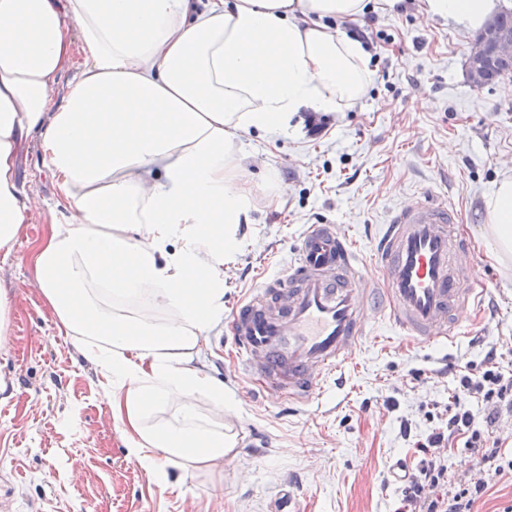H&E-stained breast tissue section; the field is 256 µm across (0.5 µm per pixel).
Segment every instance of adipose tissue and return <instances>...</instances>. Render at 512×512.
<instances>
[{
	"instance_id": "obj_1",
	"label": "adipose tissue",
	"mask_w": 512,
	"mask_h": 512,
	"mask_svg": "<svg viewBox=\"0 0 512 512\" xmlns=\"http://www.w3.org/2000/svg\"><path fill=\"white\" fill-rule=\"evenodd\" d=\"M496 8L427 0L473 31ZM366 10L367 0H0V254L29 220L18 162L40 145L68 216L23 261L160 480L171 464L221 463L237 444L213 421L229 406L223 385L193 363L224 312V264L249 211L234 138L355 105L374 73L361 43L328 22ZM76 39L85 65L57 104ZM484 224L494 251L512 254V176L486 196ZM144 298L150 308L130 310ZM159 406L179 418L153 421Z\"/></svg>"
}]
</instances>
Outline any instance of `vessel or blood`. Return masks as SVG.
<instances>
[{
  "label": "vessel or blood",
  "instance_id": "obj_1",
  "mask_svg": "<svg viewBox=\"0 0 512 512\" xmlns=\"http://www.w3.org/2000/svg\"><path fill=\"white\" fill-rule=\"evenodd\" d=\"M456 211L427 190L393 209L364 261L334 224L298 239L286 276L252 291L227 315L224 332L250 383L294 403L355 359L378 313L421 344L455 342L479 306L475 258ZM378 277H370L368 263Z\"/></svg>",
  "mask_w": 512,
  "mask_h": 512
}]
</instances>
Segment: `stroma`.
I'll return each instance as SVG.
<instances>
[{
    "label": "stroma",
    "instance_id": "obj_1",
    "mask_svg": "<svg viewBox=\"0 0 512 512\" xmlns=\"http://www.w3.org/2000/svg\"><path fill=\"white\" fill-rule=\"evenodd\" d=\"M367 13L332 23L374 41V80L359 102L322 113L318 135L307 132L302 112L297 133L236 137L253 197L224 266V307L285 275L307 225H339L367 256L388 212L431 187L457 211L491 305L468 314L472 335L451 349L425 346L372 316L344 386L327 382L299 405L257 394L216 323L194 363L223 383L231 401L224 425L237 446L222 465L172 467L162 482L127 448L104 398L106 379L47 310L29 267L1 261L8 348L0 354V512H268L287 484L299 488L297 512H395L398 466L412 471L420 461L399 433L401 419L421 430L438 425L457 371L489 348L512 376V256H496L482 232L485 196L512 175V78L473 88L466 60L474 34L428 14L426 0L401 10L369 0ZM19 172L36 201L14 246L24 254L61 214L39 148Z\"/></svg>",
    "mask_w": 512,
    "mask_h": 512
}]
</instances>
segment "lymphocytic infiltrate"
<instances>
[{
	"label": "lymphocytic infiltrate",
	"instance_id": "obj_1",
	"mask_svg": "<svg viewBox=\"0 0 512 512\" xmlns=\"http://www.w3.org/2000/svg\"><path fill=\"white\" fill-rule=\"evenodd\" d=\"M471 398L486 405L489 418L512 417V377L501 372L496 349H489L479 363H467L458 373L451 395L453 409L440 426L416 433L409 420H401V436L411 441L423 459L405 480L395 512H473L488 489L485 473H512V459H504L499 449H485L483 433L477 428L471 409L465 406ZM456 436L464 439L467 454L460 463L467 467L471 477L448 495L442 491L448 477L446 448Z\"/></svg>",
	"mask_w": 512,
	"mask_h": 512
}]
</instances>
